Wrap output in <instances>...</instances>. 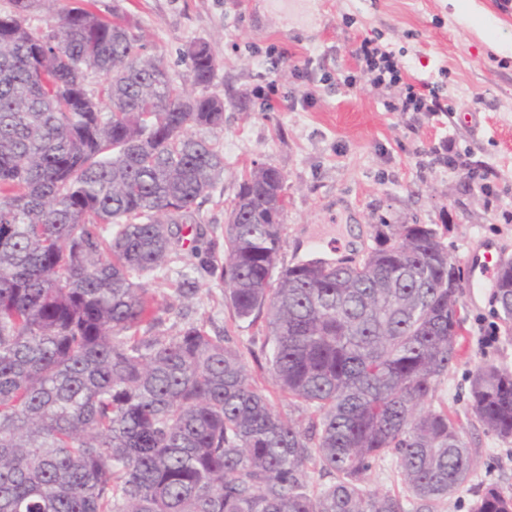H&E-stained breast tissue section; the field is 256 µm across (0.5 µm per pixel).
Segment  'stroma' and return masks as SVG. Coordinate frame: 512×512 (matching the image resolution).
<instances>
[{
    "instance_id": "35a3bbf8",
    "label": "stroma",
    "mask_w": 512,
    "mask_h": 512,
    "mask_svg": "<svg viewBox=\"0 0 512 512\" xmlns=\"http://www.w3.org/2000/svg\"><path fill=\"white\" fill-rule=\"evenodd\" d=\"M95 10L137 22L175 85L187 89L184 52L206 41L216 59L210 90L224 101L223 128L192 131L224 149V175L194 215L205 237L179 247L174 262L143 278L145 287L170 295L182 274H196L207 238L223 236L241 176L256 164L284 177L281 264L307 258L317 238L365 253L380 224L436 228L460 267L477 247L512 257V49L498 44L502 31H512V0H471L466 15L450 0H95ZM365 37L401 55L409 81L439 83L447 113L386 111V91L370 85L352 55ZM297 65L309 80L293 76ZM308 87L314 101L296 107ZM444 139L452 146L445 165L432 153ZM198 276L197 294L168 316L165 332L203 321L236 348L259 350L262 333L233 318L223 284ZM460 303V360L436 399L466 424L479 464L446 512H469L484 483L512 492V441L472 425L469 411L475 364L512 369V339L491 291L461 286Z\"/></svg>"
}]
</instances>
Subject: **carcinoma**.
Instances as JSON below:
<instances>
[{"instance_id":"obj_1","label":"carcinoma","mask_w":512,"mask_h":512,"mask_svg":"<svg viewBox=\"0 0 512 512\" xmlns=\"http://www.w3.org/2000/svg\"><path fill=\"white\" fill-rule=\"evenodd\" d=\"M35 2L0 12V512H443L478 454L435 404L462 330L438 230L380 224L359 260L279 268L283 175L242 176L204 271L311 411L283 418L224 335L155 333L174 301L139 282L224 175L220 145L188 134L224 126L210 46L185 51L187 94L126 16L69 0L35 31ZM494 297L511 337L512 259ZM470 396L512 439V371L482 362ZM389 458L402 494L365 485ZM315 473L332 481L312 491ZM470 510L512 512V492L483 485Z\"/></svg>"}]
</instances>
